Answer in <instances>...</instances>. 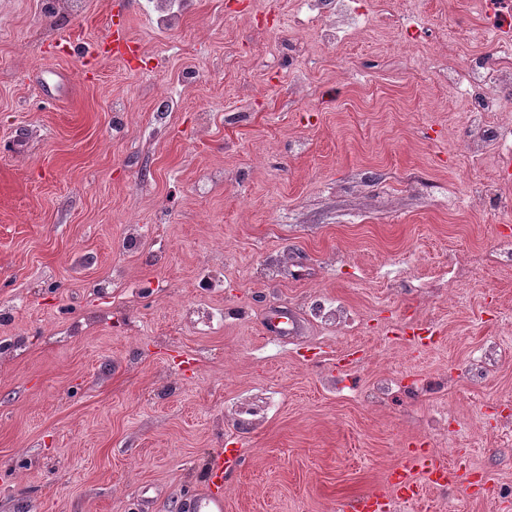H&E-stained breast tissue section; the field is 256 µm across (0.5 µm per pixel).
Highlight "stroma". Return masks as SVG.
Listing matches in <instances>:
<instances>
[{
  "label": "stroma",
  "mask_w": 512,
  "mask_h": 512,
  "mask_svg": "<svg viewBox=\"0 0 512 512\" xmlns=\"http://www.w3.org/2000/svg\"><path fill=\"white\" fill-rule=\"evenodd\" d=\"M142 2L0 0V512H178L236 439L224 512H337L415 448L496 491L406 512H512V169L444 88L495 57L488 18L351 0L370 25L327 46L298 0H195L165 33ZM116 11L130 61L71 55ZM336 298L360 329L308 317Z\"/></svg>",
  "instance_id": "obj_1"
}]
</instances>
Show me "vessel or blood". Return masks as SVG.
I'll return each instance as SVG.
<instances>
[{
    "label": "vessel or blood",
    "instance_id": "1",
    "mask_svg": "<svg viewBox=\"0 0 512 512\" xmlns=\"http://www.w3.org/2000/svg\"><path fill=\"white\" fill-rule=\"evenodd\" d=\"M460 475L456 469L439 462L431 453L420 451L410 456L406 465L393 469L387 487L351 498L340 505L341 512H390L393 501L408 502L419 499L426 490L444 491L458 486ZM186 512H224L222 488H205L187 493Z\"/></svg>",
    "mask_w": 512,
    "mask_h": 512
}]
</instances>
